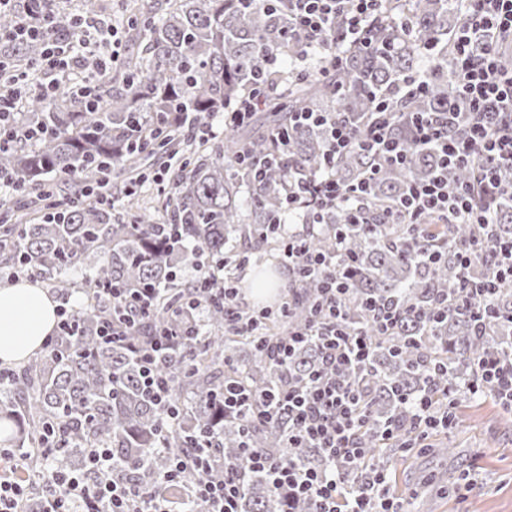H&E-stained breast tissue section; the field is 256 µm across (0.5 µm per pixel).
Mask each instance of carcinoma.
<instances>
[{
	"mask_svg": "<svg viewBox=\"0 0 512 512\" xmlns=\"http://www.w3.org/2000/svg\"><path fill=\"white\" fill-rule=\"evenodd\" d=\"M288 0L271 7L260 0H165L162 13L139 9L132 25L139 29V45L123 62L122 84L93 106L65 89L53 95L32 93L23 101V118L40 126L33 144L15 141L0 148V172L10 176L17 196L39 192L46 205L34 216L14 224H0V269L19 271L48 281L60 298L74 283L65 270L82 255L96 259L85 281L88 303L78 311L74 334L46 346L0 383V419L16 426L9 447L23 449L17 476L32 493L21 512L44 508L51 497L43 482L40 451L50 428L57 430L60 450L53 457L57 470L87 472L86 450L108 448L112 471L168 500L170 512H208L193 495L195 476L177 485L161 480L173 458L190 453L203 435L211 437L213 464L209 476L224 477V461L243 463L244 441L270 448L304 465L322 469L326 457L318 448L291 447L288 418L245 433L234 415H224V383L245 378L256 388H269L292 376L306 377L319 360V350L308 343L290 362L278 365L268 356L267 341L303 327L310 304L320 288L315 279L298 278L296 302L285 319L265 322L255 332L235 331L224 323V306L213 303L194 316L178 314L203 286V278L183 282L177 276L195 250L208 260L233 269L243 258L263 259L260 248L280 247L272 218L287 206L288 181L326 168L323 150L327 130L322 126L290 129L288 148L280 151L270 132L288 127V115L303 110L348 112L357 124L366 121L379 102L396 113L394 134L408 150L406 164L380 172L363 206L372 217L395 204L405 186L430 178L438 156L417 147L410 137L411 118L417 113L455 112L459 89L448 71L454 57L453 36L465 23L448 0H385L374 38L380 48L350 50L336 66L318 59V76L299 78L273 73L271 93L249 125L224 126L220 143H194L186 126L175 121L179 112L201 119L224 111V100L250 90L254 77L268 72L267 51L295 59L301 43L286 40ZM407 18L412 31L401 30ZM426 83L420 93L411 80ZM253 163L267 167L262 181L252 179L240 163L242 150ZM181 155L169 188L162 192V217L154 212L114 218L108 204L83 202L67 194L58 177L78 175L91 188L103 185L113 167L131 172L149 161ZM372 156L352 150L333 167L346 185L359 181ZM247 191H242V188ZM347 211L323 214L322 230L309 238L314 251L338 252L339 274L347 277L352 313L349 320L369 331L374 342L371 361L352 379L364 380L369 409L386 419L402 412L401 393L415 394L427 387L423 365H438L436 394L443 398L448 384L459 385L474 375L485 354L512 342V283L498 291L500 318L495 335L473 332L467 314L448 302V314L437 313L438 301L455 295L460 269L452 245L484 236L474 224H433L430 250L437 262L419 261L410 248L407 227L347 223ZM166 224L181 227L176 243L161 242L157 233ZM493 237L512 240V205L503 203L492 226ZM256 241L249 255L237 251L240 238ZM153 288L158 293L153 313L140 323L138 335L151 336L166 323L185 329L189 338L159 366L172 380V420L166 410L140 388L139 366L121 344L107 345L98 337L107 303L101 288ZM369 299L387 301L401 311L388 336H380L362 311ZM424 312L418 318L412 312ZM246 346L250 357L236 370L224 369V360ZM363 445L373 461L387 466L390 452L380 448L367 431ZM242 512H284L283 497L274 494L266 476L247 477L241 495Z\"/></svg>",
	"mask_w": 512,
	"mask_h": 512,
	"instance_id": "carcinoma-1",
	"label": "carcinoma"
}]
</instances>
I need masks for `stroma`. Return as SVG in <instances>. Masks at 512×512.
Listing matches in <instances>:
<instances>
[{
	"label": "stroma",
	"instance_id": "35a3bbf8",
	"mask_svg": "<svg viewBox=\"0 0 512 512\" xmlns=\"http://www.w3.org/2000/svg\"><path fill=\"white\" fill-rule=\"evenodd\" d=\"M458 414L452 432L392 456L391 494L407 512H512V417L490 398L462 403ZM466 471L477 483L464 494Z\"/></svg>",
	"mask_w": 512,
	"mask_h": 512
}]
</instances>
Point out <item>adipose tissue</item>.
Returning a JSON list of instances; mask_svg holds the SVG:
<instances>
[{"label": "adipose tissue", "instance_id": "obj_1", "mask_svg": "<svg viewBox=\"0 0 512 512\" xmlns=\"http://www.w3.org/2000/svg\"><path fill=\"white\" fill-rule=\"evenodd\" d=\"M58 322L47 289L21 281L0 287V361L19 363L39 351Z\"/></svg>", "mask_w": 512, "mask_h": 512}]
</instances>
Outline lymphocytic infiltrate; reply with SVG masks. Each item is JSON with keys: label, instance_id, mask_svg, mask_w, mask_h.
Listing matches in <instances>:
<instances>
[{"label": "lymphocytic infiltrate", "instance_id": "obj_1", "mask_svg": "<svg viewBox=\"0 0 512 512\" xmlns=\"http://www.w3.org/2000/svg\"><path fill=\"white\" fill-rule=\"evenodd\" d=\"M383 0H292L287 33L307 46L328 52L340 61L346 49L372 43L370 29L381 14ZM467 21L456 38V57L451 76L458 84L466 121L449 129L440 114L417 116L414 139L434 149L444 164L465 165L472 177L449 187L445 172L429 180L410 184L396 208L383 217L387 224H407L412 229L414 249H421L428 220L440 224H476L488 228L499 204L512 200V71L501 64L503 41H512V0H461ZM10 10L15 23L8 34L14 43L36 41L43 50L30 70L12 71L7 58L0 57V79L8 78L13 93H0V144L33 140L35 129L18 120L21 112L16 96L22 92L55 93L60 75L76 71L70 89L88 99L98 96L102 76L115 62L120 40L112 26L101 19L82 15L63 19L53 10V0H0V12ZM394 119L387 105L377 104L365 128L332 112H299L295 124L324 126L329 130L325 153L336 159L352 148L373 150L378 164H401L407 153L393 137ZM367 182L342 186L332 174L300 176L289 182L286 199L290 214L304 210L313 215L342 207L352 223H366L360 199ZM283 254L290 272L320 276L323 288L314 304L313 318L305 330L293 332L268 347L279 363H286L295 348L315 339L320 348V365L301 379H288L278 391L257 392L238 383L224 386V407L237 412L246 426L288 418V440L306 442L322 449L328 466L308 468L298 461L261 448L245 447V466L228 464L224 477L207 476L211 466L209 441H202L191 455L174 458L164 482H178L186 474L196 476L198 498L209 512H239L238 502L248 473L267 476L272 489L286 503L305 498L312 512H402L388 494L385 469L366 458L360 435L368 427L367 406L362 403L360 383L347 380L349 371L368 362L373 345L361 328L343 326L348 285L336 275L335 260L311 252L304 237L291 234L283 239ZM462 273L457 303L480 330H489L497 317L495 295L501 283L512 280V242L474 238L455 246ZM481 260L499 264L495 279L474 281L468 276ZM116 295L121 308L101 319L100 339L123 344L141 319L148 315L155 296L142 288H120ZM181 340L177 333L161 329L148 344L134 347L140 367L141 387L156 403L169 405L170 384L157 374L163 358ZM466 395L492 393L504 408L512 410V350L482 357ZM457 389H449L445 405H438L432 390L400 396L404 417L385 423L377 430L389 441L405 433L416 448L424 447L438 426H451L458 405ZM87 462L100 478L87 484L82 474L49 470L45 476L53 495L45 512H167L163 501L137 484L113 477L112 456L107 449L91 448Z\"/></svg>", "mask_w": 512, "mask_h": 512}]
</instances>
